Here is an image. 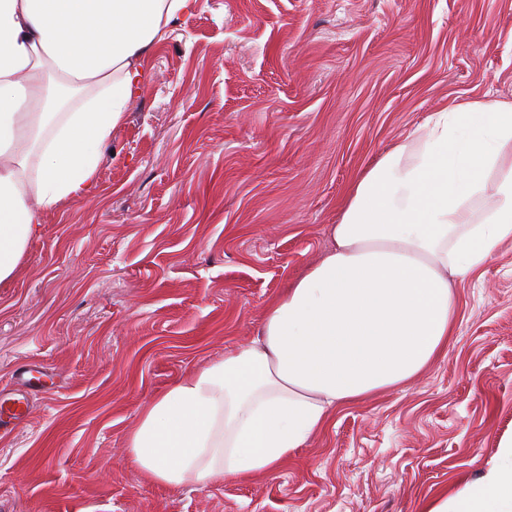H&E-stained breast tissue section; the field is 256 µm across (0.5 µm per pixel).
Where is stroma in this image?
Listing matches in <instances>:
<instances>
[{"label":"stroma","mask_w":512,"mask_h":512,"mask_svg":"<svg viewBox=\"0 0 512 512\" xmlns=\"http://www.w3.org/2000/svg\"><path fill=\"white\" fill-rule=\"evenodd\" d=\"M94 193L0 282V512H422L512 433V242L458 288L446 351L351 402L272 476L162 486L143 407L256 339L352 184L449 104L512 103V0H199L146 59Z\"/></svg>","instance_id":"1"}]
</instances>
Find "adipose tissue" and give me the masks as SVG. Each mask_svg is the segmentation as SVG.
<instances>
[{
	"mask_svg": "<svg viewBox=\"0 0 512 512\" xmlns=\"http://www.w3.org/2000/svg\"><path fill=\"white\" fill-rule=\"evenodd\" d=\"M198 0H0V282L44 211L93 194L145 59ZM52 63L80 104L55 112ZM330 248L258 337L145 406L128 458L149 480L274 474L344 403L408 383L447 347L455 285L512 241V103L429 115L353 184ZM423 512H512V436Z\"/></svg>",
	"mask_w": 512,
	"mask_h": 512,
	"instance_id": "1",
	"label": "adipose tissue"
}]
</instances>
